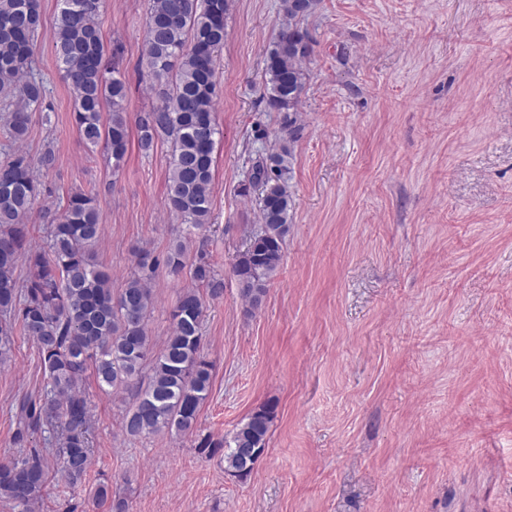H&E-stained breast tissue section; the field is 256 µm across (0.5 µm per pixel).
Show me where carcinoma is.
Listing matches in <instances>:
<instances>
[{
	"label": "carcinoma",
	"instance_id": "cac0c4a2",
	"mask_svg": "<svg viewBox=\"0 0 512 512\" xmlns=\"http://www.w3.org/2000/svg\"><path fill=\"white\" fill-rule=\"evenodd\" d=\"M50 34L60 71L75 101L73 118L84 141L104 149L118 170L132 131L148 152L163 135L171 143L166 202L185 225L186 235L172 244L165 264L177 275L185 265L188 236L206 232L211 205L214 151L222 135L214 113L217 59L227 37L229 0H150L145 50L139 72L150 81L158 103L130 124L125 103L128 85L107 61L97 16L101 0H58ZM316 0H282L284 22L265 52L266 107L283 113L280 143L252 160L249 187L260 191L258 223L249 245L233 267L248 313L260 307L282 260L290 231L292 172L297 112L305 88V67L313 40L300 22ZM41 0H0V102L12 107L5 120L13 142L25 140L29 109L50 93L33 68V46L41 29ZM56 156L46 148L36 160L22 153L0 159V365L15 348L14 328L37 346L43 366L40 392L26 395L16 408V440L35 433L59 435L56 470L46 449L26 448L0 463V498L17 512H32L49 475L71 487L89 471L91 407L83 389L88 373L102 388L128 390L132 406L122 431L130 439L193 430L212 386V364L203 355L202 321L206 308L201 289L212 298L224 291L208 254L201 249L192 264L195 286L178 294L170 312L172 330L154 350L147 322L154 309L148 280L156 260L141 251L136 270L118 291L98 264L103 223L96 199L69 196L59 215L47 221L46 247L29 245L28 218L41 193L36 170H49ZM26 262L32 276L18 284L14 272ZM272 407L252 412L231 436H205L199 453H224V471L248 478L265 452Z\"/></svg>",
	"mask_w": 512,
	"mask_h": 512
}]
</instances>
